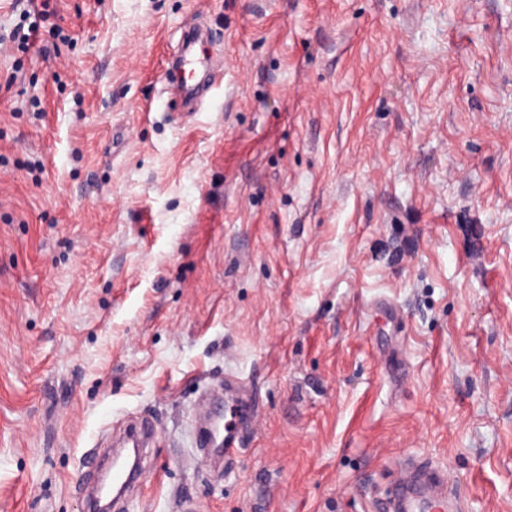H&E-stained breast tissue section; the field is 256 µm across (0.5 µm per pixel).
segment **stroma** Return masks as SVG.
Segmentation results:
<instances>
[{
    "instance_id": "obj_1",
    "label": "stroma",
    "mask_w": 512,
    "mask_h": 512,
    "mask_svg": "<svg viewBox=\"0 0 512 512\" xmlns=\"http://www.w3.org/2000/svg\"><path fill=\"white\" fill-rule=\"evenodd\" d=\"M0 0V512H379L399 461L512 512V0ZM215 64L184 107L169 63ZM254 398L233 474L199 398Z\"/></svg>"
}]
</instances>
